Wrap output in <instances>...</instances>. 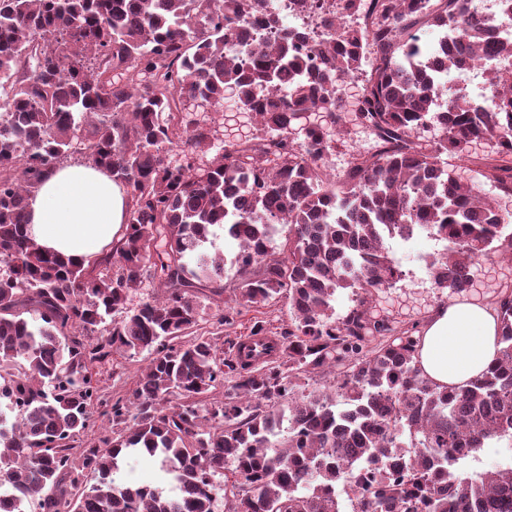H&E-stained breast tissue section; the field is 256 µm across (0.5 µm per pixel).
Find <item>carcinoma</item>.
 I'll use <instances>...</instances> for the list:
<instances>
[{
    "mask_svg": "<svg viewBox=\"0 0 512 512\" xmlns=\"http://www.w3.org/2000/svg\"><path fill=\"white\" fill-rule=\"evenodd\" d=\"M497 5L333 0L325 41L280 29L267 0H0V512L512 507V467L457 468L512 437V293L496 301V363L461 388L421 374L416 326L366 318L402 276L386 240L432 231L445 248L431 277L461 293L512 220L440 161L483 147V176L512 199V0ZM249 20L275 40L238 43ZM478 51L497 61L471 72ZM228 88L258 126L224 134L196 174L212 130L183 111ZM350 124L373 145L331 182L324 159ZM175 148L188 162L168 161ZM75 155L128 196L122 238L87 266L26 232L30 196ZM220 236L229 257L210 252ZM145 279L158 293L129 307ZM346 289L360 298L337 316ZM202 297L221 326L231 302L287 298L279 353L245 358L239 339L218 356ZM143 352L130 396H106L95 368ZM132 451L174 492L124 481Z\"/></svg>",
    "mask_w": 512,
    "mask_h": 512,
    "instance_id": "obj_1",
    "label": "carcinoma"
}]
</instances>
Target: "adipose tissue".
Masks as SVG:
<instances>
[{
  "label": "adipose tissue",
  "instance_id": "adipose-tissue-1",
  "mask_svg": "<svg viewBox=\"0 0 512 512\" xmlns=\"http://www.w3.org/2000/svg\"><path fill=\"white\" fill-rule=\"evenodd\" d=\"M127 194L104 169L57 166L31 195L27 232L43 249L90 264L122 233ZM500 323L487 298L463 295L437 308L420 327L418 364L440 387H460L498 355Z\"/></svg>",
  "mask_w": 512,
  "mask_h": 512
}]
</instances>
